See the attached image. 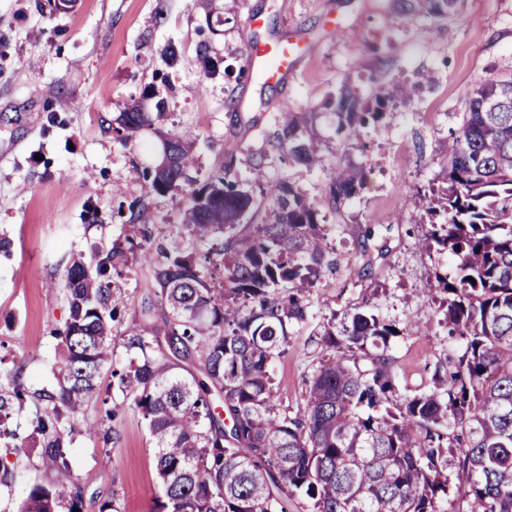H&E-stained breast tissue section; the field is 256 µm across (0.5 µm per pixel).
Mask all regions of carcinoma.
<instances>
[{
	"label": "carcinoma",
	"instance_id": "carcinoma-1",
	"mask_svg": "<svg viewBox=\"0 0 512 512\" xmlns=\"http://www.w3.org/2000/svg\"><path fill=\"white\" fill-rule=\"evenodd\" d=\"M459 6L396 0L403 16L441 18ZM198 60L207 75L223 63L205 47ZM328 106L347 136L383 117L381 100L371 109L348 84ZM314 116L279 114L272 139L285 161L323 162L309 131ZM117 124L126 141L152 119L132 104ZM195 144L188 133H164L174 162L146 177L144 193L185 191L181 229L202 250L186 251L180 238L152 252L128 235L123 244L91 247L89 265L74 260L61 336L66 384L40 394L46 408L31 433L55 480L33 486L17 510L3 512H83L66 425L100 396L106 369L147 422L168 512H287L295 492L312 512H445L450 485L458 512H512V79L470 93L447 186L414 199L418 210L448 215L430 239L456 258V276L450 282L437 275L426 291L448 293V335L464 339L466 349L413 396L396 389L389 355L358 364L367 343L394 335L392 325L358 312L350 325L324 330V354L297 413L280 409L272 362L288 351V327L309 317L302 292L336 266L322 229L326 218L318 201L284 178L267 187L266 223H242L252 197L239 188L232 163L198 182L190 174ZM365 181L364 166L338 162L326 195L334 203L352 198ZM137 248L152 266L151 288L166 315L163 326L128 336L137 356L116 367L112 277L123 275ZM162 334L169 354L157 357ZM186 357L202 362L205 379L175 371V360ZM3 377L0 436L14 438L6 422L26 393L17 377Z\"/></svg>",
	"mask_w": 512,
	"mask_h": 512
}]
</instances>
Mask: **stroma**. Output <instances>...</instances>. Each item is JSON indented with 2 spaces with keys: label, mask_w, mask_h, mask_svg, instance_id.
<instances>
[{
  "label": "stroma",
  "mask_w": 512,
  "mask_h": 512,
  "mask_svg": "<svg viewBox=\"0 0 512 512\" xmlns=\"http://www.w3.org/2000/svg\"><path fill=\"white\" fill-rule=\"evenodd\" d=\"M259 16L244 25L247 11ZM288 36L309 48L287 83L272 86L244 75L246 48ZM223 59L208 76L197 63L201 45ZM176 47L179 60L164 52ZM432 74L418 84L419 73ZM512 77V0H464L457 15L434 20L402 16L393 0H75L55 10L50 0H0V370L17 373L28 392L8 426L26 438L41 390L63 383L59 335L69 320L64 288L72 262L91 245L111 247L130 225H142L151 246L180 233L181 191L152 197L141 187L162 159L159 130H190L199 141L193 176L205 179L232 161L254 201L245 221L263 223V193L248 168L263 158L265 180L288 178L322 200L323 231L338 264L309 289L310 315L292 325L286 354L273 365L274 391L296 413L318 364L327 324L349 323L368 310L401 328L371 354L393 360L395 384L411 395L427 389L437 366L463 354V339L442 326L445 292L423 293L435 275L455 277L448 252L426 248L433 219L413 213V196L444 186L443 173L464 122L469 94ZM367 105L396 84L408 98L389 104L383 119L359 137L338 134L324 104L341 84ZM167 102L160 129L144 128L120 143L112 127L126 103L154 111ZM317 113L322 165L286 163L266 138L279 112ZM363 164L360 193L324 202L337 160ZM152 271L134 257L117 280L112 323L114 360L132 356L126 341L144 322ZM71 423L69 453L84 489L83 512L111 501L115 512H161L165 500L149 429L134 404L110 387ZM119 406L106 418L105 402ZM96 434H89V427ZM113 428L114 443L98 432ZM10 484L13 503L54 478L28 448Z\"/></svg>",
  "instance_id": "1"
}]
</instances>
